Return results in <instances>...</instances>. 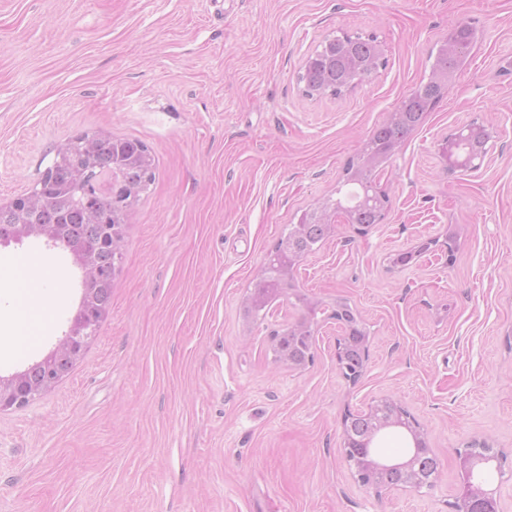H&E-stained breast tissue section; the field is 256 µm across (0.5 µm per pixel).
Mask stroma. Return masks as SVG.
Segmentation results:
<instances>
[{"mask_svg":"<svg viewBox=\"0 0 512 512\" xmlns=\"http://www.w3.org/2000/svg\"><path fill=\"white\" fill-rule=\"evenodd\" d=\"M477 31L444 97L390 159L384 220L346 224L262 318L243 308L268 251L332 196L371 131L420 82L457 25ZM339 31L372 35L374 74L341 97L297 77ZM491 134L479 170L435 148L470 122ZM144 142L155 178L135 204L112 309L73 372L0 413V512H455L458 451L486 442L500 512H512V0H0V203L29 193L72 139ZM457 234L451 264L431 254ZM36 278L18 354L0 323V374L40 359L81 296L68 253L0 246V277ZM61 288L50 308L44 284ZM349 304L370 354L357 383L336 364ZM317 305L313 361L275 360L270 335ZM402 400L441 473L377 496L343 458L342 419ZM484 129L483 126L477 124L476 122L469 123L467 125L461 126L454 133H451L441 140H439L436 144V151L439 157L441 164L448 170L457 169L455 166V159L452 156V152L450 149V141L455 136H460L464 133L471 134L472 132Z\"/></svg>","mask_w":512,"mask_h":512,"instance_id":"35a3bbf8","label":"stroma"}]
</instances>
